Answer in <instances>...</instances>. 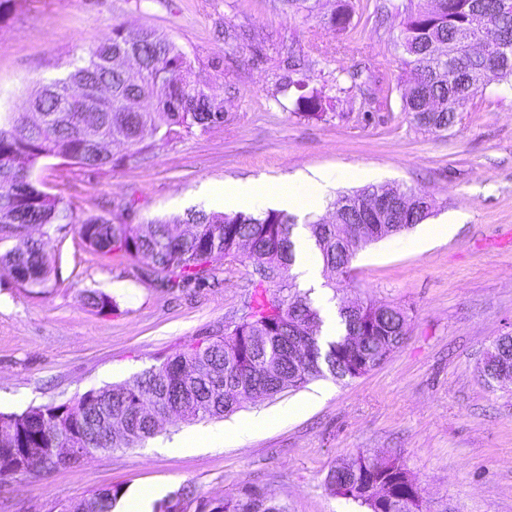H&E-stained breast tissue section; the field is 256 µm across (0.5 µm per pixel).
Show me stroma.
<instances>
[{"mask_svg":"<svg viewBox=\"0 0 512 512\" xmlns=\"http://www.w3.org/2000/svg\"><path fill=\"white\" fill-rule=\"evenodd\" d=\"M350 0L351 25L334 30L336 0H15L0 19V112H21L43 79L112 35L151 28L186 53L197 80L224 100L225 123L161 144L142 162L115 149L90 171L43 159L41 189L78 214L143 224L191 208L224 180H279L314 170L355 171L338 192L369 185L433 199L430 223L455 221L424 250L371 243L332 301L402 306L409 330L381 366L346 382L310 381L274 400L246 401L227 421L274 414L267 428L214 448L170 451L175 420L144 446L96 452L79 465L0 480V512H63L111 487L132 498L156 485L181 498L223 502L245 485L288 512H365L334 495L329 470L364 453L399 456L434 512H512V384L488 387L483 353L512 334V85L490 79L445 131L403 110L395 14ZM330 99L321 118L295 112L296 81ZM57 277L45 293L0 269V412L73 400L120 383L207 335L223 333L249 300L251 261L228 263L201 288L171 287L142 262L90 251L73 230L47 238ZM110 296L100 312L86 290Z\"/></svg>","mask_w":512,"mask_h":512,"instance_id":"1","label":"stroma"}]
</instances>
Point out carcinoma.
<instances>
[{
  "label": "carcinoma",
  "mask_w": 512,
  "mask_h": 512,
  "mask_svg": "<svg viewBox=\"0 0 512 512\" xmlns=\"http://www.w3.org/2000/svg\"><path fill=\"white\" fill-rule=\"evenodd\" d=\"M429 11L413 3L387 5L403 14L393 49L404 56L403 110L427 129L453 126L496 68L499 79H512V9L500 0H436ZM481 15L484 26L472 19ZM346 0H337L331 22L338 30L349 24ZM464 40L487 46L483 55L442 58L435 47ZM138 58L141 80H128L123 61ZM148 100L149 110L132 112L128 102ZM323 97L313 92L296 100L303 115L320 116ZM95 124L112 135V146L129 156H144L157 145L190 132L224 124V105L210 87L193 78L187 55L153 29L131 33L120 25L112 37L92 46L87 56L69 64L62 76L44 82L26 112L0 117V265L18 275L17 284L34 293L48 287L56 260L39 238L19 232L27 224L46 231L70 226L93 252L120 253L174 277L178 287H201L215 279L217 265L246 256L256 262L250 280L252 300L233 329L200 339L187 350L122 383L90 389L75 401L0 413V478L32 472H53L76 464L42 458L19 468L8 448H133L157 430L146 405L165 397L184 408L183 421L218 420L235 412L245 400H264L298 389L312 379L344 381L379 366L407 334V316L398 306L371 302L338 314L344 333L322 350L318 336L323 323L309 294L296 288L291 274L295 258L291 240L296 217L283 210L257 213L207 211L192 207L179 215L146 224H114L102 216H79L63 198L43 191L33 169L48 157L88 170L112 160L98 154L87 140ZM156 140L143 143L145 131ZM373 196L394 202L389 218L376 225L381 240L425 221L433 204L411 191L370 185L340 195L330 203L343 224L323 218L306 221L322 261L325 285L333 287L350 274L356 254L371 240L344 234L345 224H364L363 204ZM189 224V237L179 226ZM87 305L100 312L116 307L99 290H88ZM489 386L512 382V335L497 337L478 366ZM326 482L335 495L352 499L367 512H432L422 489L397 457L363 454L330 469ZM121 497L118 488L104 489L69 506L65 512H112ZM198 512H287L266 492L243 487L237 496L214 506L204 499Z\"/></svg>",
  "instance_id": "cac0c4a2"
}]
</instances>
